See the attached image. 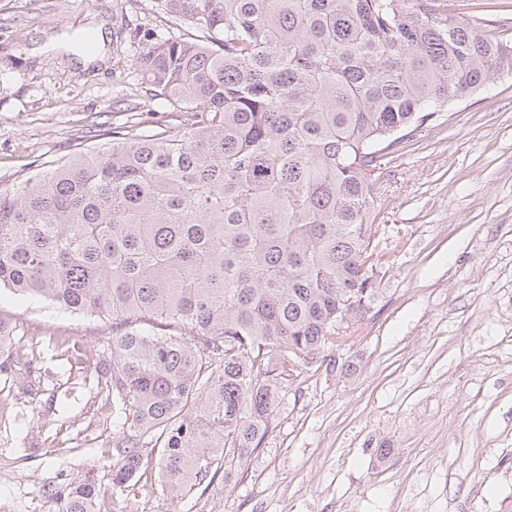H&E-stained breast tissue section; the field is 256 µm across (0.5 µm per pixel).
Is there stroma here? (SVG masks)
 <instances>
[{
  "label": "stroma",
  "mask_w": 512,
  "mask_h": 512,
  "mask_svg": "<svg viewBox=\"0 0 512 512\" xmlns=\"http://www.w3.org/2000/svg\"><path fill=\"white\" fill-rule=\"evenodd\" d=\"M512 39V0H457ZM104 65L79 55L94 29ZM160 0H0V191L107 144L112 123L175 126L135 61L150 41L196 37ZM376 218L385 275L348 346L329 347L279 395L238 474L173 498L104 493L108 512H507L512 507V75L406 139ZM0 317L33 370L0 375V512H49L60 471L105 475L108 412L89 381L108 322L9 292ZM58 343H49V335Z\"/></svg>",
  "instance_id": "stroma-1"
}]
</instances>
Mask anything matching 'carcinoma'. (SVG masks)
<instances>
[{
	"instance_id": "1",
	"label": "carcinoma",
	"mask_w": 512,
	"mask_h": 512,
	"mask_svg": "<svg viewBox=\"0 0 512 512\" xmlns=\"http://www.w3.org/2000/svg\"><path fill=\"white\" fill-rule=\"evenodd\" d=\"M160 2L199 38L136 66L183 121L32 160L0 192V292L112 323L94 367L112 489L153 468L185 498L261 447L282 385L336 344L340 294L370 311L393 155L511 74L512 42L455 0ZM20 331L0 318V372L33 363L4 349ZM99 493L89 473L41 487L54 512H98Z\"/></svg>"
}]
</instances>
